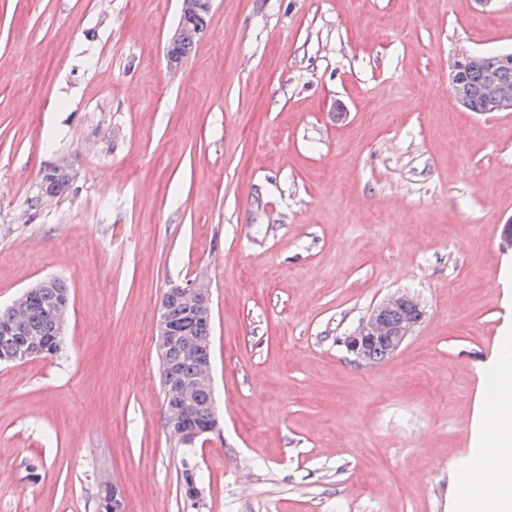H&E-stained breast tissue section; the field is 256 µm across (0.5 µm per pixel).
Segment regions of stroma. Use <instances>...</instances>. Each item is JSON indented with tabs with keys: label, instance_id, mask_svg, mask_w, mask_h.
I'll return each instance as SVG.
<instances>
[{
	"label": "stroma",
	"instance_id": "obj_1",
	"mask_svg": "<svg viewBox=\"0 0 512 512\" xmlns=\"http://www.w3.org/2000/svg\"><path fill=\"white\" fill-rule=\"evenodd\" d=\"M178 17L0 0V308L73 297L55 356L0 363V512H94L106 481L189 512L155 324L197 277L207 512H456L512 331V112L460 107L450 65L512 52V0H213L174 72ZM397 293L422 323L355 362L342 338ZM189 36V32L186 30V28L183 26L181 22L177 26H175V28L169 33L167 37L166 53L169 61V67L173 71H177L180 67L177 66L173 61H171L169 56L170 50L177 45L171 50V57H173L177 64H181L188 57L197 40H189L187 42H184L189 38Z\"/></svg>",
	"mask_w": 512,
	"mask_h": 512
}]
</instances>
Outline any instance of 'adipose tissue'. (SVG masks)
<instances>
[{
    "mask_svg": "<svg viewBox=\"0 0 512 512\" xmlns=\"http://www.w3.org/2000/svg\"><path fill=\"white\" fill-rule=\"evenodd\" d=\"M494 390L481 391L472 421L475 453L457 476L459 512H512V349L500 346L487 368ZM497 477L484 478L486 468Z\"/></svg>",
    "mask_w": 512,
    "mask_h": 512,
    "instance_id": "1",
    "label": "adipose tissue"
}]
</instances>
